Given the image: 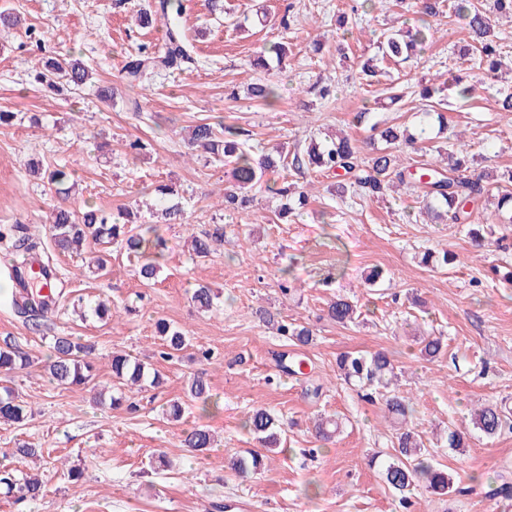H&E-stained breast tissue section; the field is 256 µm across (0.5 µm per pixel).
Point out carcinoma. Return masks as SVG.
I'll return each mask as SVG.
<instances>
[{
	"mask_svg": "<svg viewBox=\"0 0 512 512\" xmlns=\"http://www.w3.org/2000/svg\"><path fill=\"white\" fill-rule=\"evenodd\" d=\"M182 12V0H155L153 15L143 13L139 16L144 25L151 24L154 16L164 20L163 44L152 51L145 47L139 49L138 57L125 68L124 79L129 87L141 85L144 78L159 69L182 70L192 63L186 36L179 23ZM448 13L466 21L473 36V50L478 58L479 69L487 73L496 72L503 46L501 38L495 36V27L500 17H512V0H491L487 8L474 3V0H448ZM430 30L431 27L425 24L385 35L379 46L381 60L409 61L426 45ZM282 54L281 43H270L253 59L252 66L265 69L269 60L279 59ZM36 78L49 87L56 86L60 81L79 87L89 79V70L76 59L63 63L48 60L43 64V70L36 73ZM371 129L378 132L387 148L368 159L360 157L356 145L348 137L313 142L306 151L295 153L289 161L282 153H264L253 158L244 151L238 133L231 131L229 137H220L214 127L207 123L193 128L188 138V147L190 153L202 151L229 168L235 190L225 194V201L234 209L247 203L243 191L255 186L263 177L284 164L297 170L314 166L329 172L344 171L353 177V181L337 185V193L341 198L349 192L378 198L384 195L390 184L396 182L416 193L434 217L441 218L446 212L455 224L470 223L472 210L486 201L489 188L504 179L512 182V173L506 176L484 171L475 177L469 175L468 153L464 145L458 142L448 144L444 163L428 162L415 169L403 165L395 149L402 144L412 147L418 141L425 140L428 130L425 123L414 133L406 129L399 131L394 126L381 128L375 124ZM70 178L71 172L64 166L54 168L47 175L48 182L58 186V193L65 195L69 192L65 184ZM157 192L164 220L171 221L181 215L179 204L165 205L166 197L174 194L175 189L160 187ZM495 217L502 224H512L511 192L497 195ZM135 219L136 215L127 208L107 214L89 206L77 215L58 206L52 210L50 232L55 247L63 253L79 255L83 246L89 244L105 249L120 246L127 256L137 259L138 276L149 285L157 277L159 261L163 258V243L158 239L147 238ZM222 241V230L191 235L192 250L198 258L209 257L214 251V245ZM217 299L218 295L212 288L200 284L194 288L191 296L197 308L204 311L211 310ZM15 305L20 313L29 317L36 318L46 313L44 300H36L24 292L19 293ZM327 315L336 323L347 326L355 322L360 313L356 302L338 297L329 304ZM278 331L283 336L292 337L300 346H307L313 341L312 330L303 325L283 321L279 323ZM156 332L162 341L160 356L163 358H170L189 346L185 332L163 320L157 321ZM443 349V340L438 336H427L421 340L420 353L428 360L440 356ZM50 351L48 369L52 381L70 387L86 386L91 382L95 368L92 346L77 338L55 336ZM30 364L29 354L16 345L7 340L0 345V375L4 378V384L0 386V422L20 424L32 416V411L27 409L24 402L17 400L14 389L7 385L12 373L28 368ZM336 366L345 383L380 390L385 413L394 423L401 425L394 453L382 459L376 455L371 458V461L379 462L380 474L389 489L403 495L423 484L427 490L440 496L466 492V488L454 481L452 474L432 463L421 436L405 427L411 407L406 398L392 388L397 374L388 353L346 352L336 359ZM111 369L112 378L123 386L141 388L148 378L152 386L160 383L159 373H150L144 363L128 354H112ZM190 396L204 406L208 404L210 386L205 372L201 371L193 377ZM244 427L267 450L272 451L279 446L281 423L267 410H253ZM471 428L487 438H494L506 430H512V415L501 405L489 403L481 406L470 413L467 424L448 427V448L457 451L467 447L468 431ZM314 430L318 438L329 441L339 432L340 427L338 421L321 416L316 420ZM184 444L195 452L203 453L212 447V433L207 428L194 427L185 436ZM262 465V455L256 451L239 456L232 462L233 469L240 474L257 472ZM46 492V485L38 478L7 465L0 467V494L14 502L37 501L44 498Z\"/></svg>",
	"mask_w": 512,
	"mask_h": 512,
	"instance_id": "cac0c4a2",
	"label": "carcinoma"
}]
</instances>
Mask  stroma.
<instances>
[{
    "instance_id": "35a3bbf8",
    "label": "stroma",
    "mask_w": 512,
    "mask_h": 512,
    "mask_svg": "<svg viewBox=\"0 0 512 512\" xmlns=\"http://www.w3.org/2000/svg\"><path fill=\"white\" fill-rule=\"evenodd\" d=\"M183 4L193 64L132 90L122 78L128 61L139 47L161 42L160 25L136 19L153 0H0V10L23 19L0 32V112L14 115L0 124V339L10 338L33 357L30 367L11 376L33 415L22 425L0 424V463L22 442L43 449L36 470L49 490L20 504L0 496V512H228L241 500L251 503V512H512V497H487L484 485L495 474L512 482V433H471L460 455L438 438L481 404L512 407V280L500 277L512 271V224L497 223L493 209H480L472 221L490 225L492 234L478 248L465 225L421 221L423 204L408 189L342 200L336 175L313 167L281 174L312 190L295 215L280 217L281 197L260 186L238 214L224 205V189L232 184L227 168L203 153L190 156L186 144L196 125L221 123L247 132L252 155L276 146L291 154L343 129L363 156H372L384 143L371 122L418 126L419 82L453 66L470 41L465 25L437 17L423 53L408 67L410 80L390 82L394 65L387 62L384 78L366 87L356 77L359 65L378 57L379 36L397 21L417 24L412 0H378L368 11L356 9L354 0H224L220 17L211 14L208 0ZM30 27L42 40L39 55L81 60L92 73L90 83L56 93L36 82ZM497 31L508 44L505 81L476 70L470 97L447 96L448 132L467 144L475 174L487 165L512 169V121L497 105L502 85L512 86V21H501ZM269 42L284 44L285 59L253 68V57ZM259 83L274 85L277 100L253 98L250 88ZM392 84L401 94L396 102L388 97ZM366 109L370 123H354ZM33 162L40 174L30 172ZM60 165L74 172L65 198L42 176ZM161 185L177 190L182 222H158L149 210ZM59 204L77 212L88 204L107 212L138 208L141 224L167 242L154 284L144 286L117 249L105 274H79L80 257L59 254L49 234ZM219 224L223 246L208 258H191L187 237ZM23 238L50 258L67 296L35 321L17 312L16 285L6 275L26 257L17 245ZM446 250L457 257L453 266L423 263L425 252ZM376 268L382 280L367 284ZM286 272L296 280L287 297L279 290ZM194 284L219 290L217 308L193 307ZM98 296L112 301L117 317L81 319L82 300ZM337 296L357 302L356 323L344 327L328 318ZM128 306L133 314H125ZM259 308L274 324L256 316ZM160 319L190 338L170 360L159 356ZM281 320L311 328L312 343L292 346L275 328ZM70 334L94 345L97 385L111 386L116 351L159 372L160 385L142 389L139 412L97 404L91 388L50 381L48 344ZM422 334L444 338L440 358L420 357L413 339ZM201 348L210 350V360H199ZM378 350L394 356L400 392L413 409L409 427L435 463L457 472L468 494L440 497L417 486L402 501L369 465L374 453L390 452L396 427L384 419L380 400L339 379L336 358ZM282 352L306 358L310 376L282 375L276 362ZM201 370L213 395L205 409L188 394ZM314 383L323 386L317 398L306 393ZM172 400L185 407L181 421L161 416ZM259 407L285 422L281 450L258 473L242 475L229 461L256 449L244 422ZM321 414L337 415L344 425L336 442L324 447L311 434ZM200 425L215 436L203 454L183 445L185 430ZM88 449L95 466L80 480H65L59 460L77 464Z\"/></svg>"
}]
</instances>
